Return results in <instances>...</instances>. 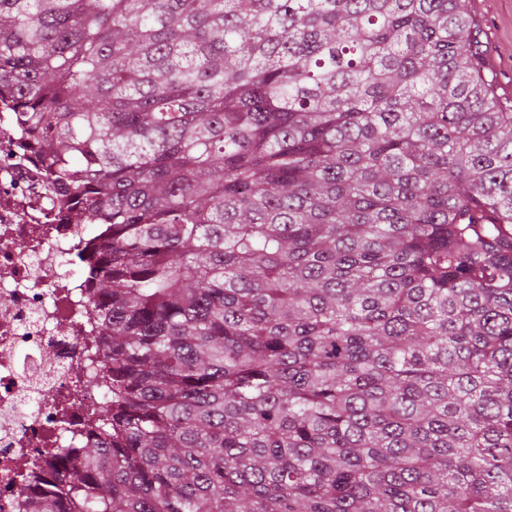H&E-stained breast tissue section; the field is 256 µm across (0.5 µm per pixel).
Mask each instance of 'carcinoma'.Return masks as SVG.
<instances>
[{
	"mask_svg": "<svg viewBox=\"0 0 512 512\" xmlns=\"http://www.w3.org/2000/svg\"><path fill=\"white\" fill-rule=\"evenodd\" d=\"M465 0H0L106 400L32 512H512V112Z\"/></svg>",
	"mask_w": 512,
	"mask_h": 512,
	"instance_id": "obj_1",
	"label": "carcinoma"
}]
</instances>
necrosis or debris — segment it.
<instances>
[{"instance_id": "necrosis-or-debris-1", "label": "necrosis or debris", "mask_w": 512, "mask_h": 512, "mask_svg": "<svg viewBox=\"0 0 512 512\" xmlns=\"http://www.w3.org/2000/svg\"><path fill=\"white\" fill-rule=\"evenodd\" d=\"M0 113V512H29L50 479L51 449H78L102 406L84 351L97 316L76 262L93 228L57 223L59 200ZM75 428L59 435L60 419Z\"/></svg>"}]
</instances>
